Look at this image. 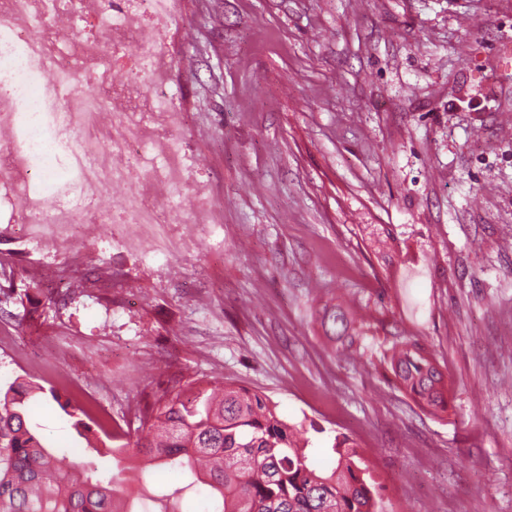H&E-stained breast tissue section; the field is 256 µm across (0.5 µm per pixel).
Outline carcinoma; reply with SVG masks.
I'll return each mask as SVG.
<instances>
[{"label":"carcinoma","instance_id":"cac0c4a2","mask_svg":"<svg viewBox=\"0 0 512 512\" xmlns=\"http://www.w3.org/2000/svg\"><path fill=\"white\" fill-rule=\"evenodd\" d=\"M322 325L341 345L356 343L342 307L325 313ZM383 361L420 408L434 415L448 410V380L417 340H397ZM36 391L44 388L13 383L0 391V512H138L140 493L129 487L124 465L129 453L190 476V487L208 486L211 508L204 512H383L369 465L349 436H335L334 461L317 471L308 464L309 440L247 389L226 385L210 393L186 383L159 404L146 434L117 448L94 449L115 460L116 472L108 477L95 459L66 463L43 442L26 411ZM49 395L74 428L90 430L84 410L61 401L53 388ZM182 492L153 498L158 512H180Z\"/></svg>","mask_w":512,"mask_h":512}]
</instances>
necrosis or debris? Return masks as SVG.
<instances>
[{"label":"necrosis or debris","instance_id":"necrosis-or-debris-1","mask_svg":"<svg viewBox=\"0 0 512 512\" xmlns=\"http://www.w3.org/2000/svg\"><path fill=\"white\" fill-rule=\"evenodd\" d=\"M174 0H0V136L20 138L0 155V206L17 224H51L60 245L98 221L83 218L87 199L137 176L144 158L153 172L140 197L120 210L124 224H169L177 198L183 146L175 134L185 113L167 93L173 68L164 51ZM54 70L55 82L42 80ZM112 154L91 134L108 104Z\"/></svg>","mask_w":512,"mask_h":512}]
</instances>
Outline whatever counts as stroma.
<instances>
[{"label": "stroma", "instance_id": "stroma-1", "mask_svg": "<svg viewBox=\"0 0 512 512\" xmlns=\"http://www.w3.org/2000/svg\"><path fill=\"white\" fill-rule=\"evenodd\" d=\"M170 91L189 113L179 223H0V386L41 385L28 418L80 462L53 387L113 434L186 382L248 388L367 459L384 512H512V0H180ZM207 184L220 223L191 220ZM346 300L338 354L322 316ZM416 339L452 383L433 416L382 361ZM144 495L207 487L149 466Z\"/></svg>", "mask_w": 512, "mask_h": 512}]
</instances>
